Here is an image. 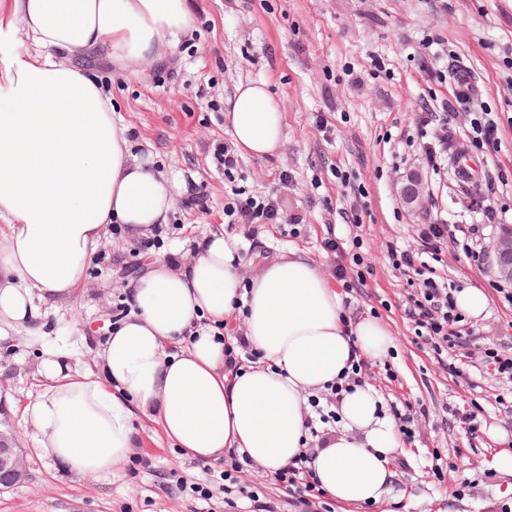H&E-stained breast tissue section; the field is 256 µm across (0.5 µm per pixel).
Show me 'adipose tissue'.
<instances>
[{
    "instance_id": "1",
    "label": "adipose tissue",
    "mask_w": 512,
    "mask_h": 512,
    "mask_svg": "<svg viewBox=\"0 0 512 512\" xmlns=\"http://www.w3.org/2000/svg\"><path fill=\"white\" fill-rule=\"evenodd\" d=\"M0 47V335L39 336V302L87 287L110 225L128 239L167 223L182 190L134 157L112 102L80 59L138 74L191 24L187 0H11ZM31 49L22 51L21 40ZM224 118L239 152L262 158L285 144L282 106L266 83L239 84ZM244 239L215 228L190 261L147 262L123 290L130 308L92 369L46 350V385L24 407L38 449L67 472L109 476L135 446L142 414L183 453L211 463L232 450L275 473L305 451L307 395L336 382L352 357H386L377 318L342 321L343 296L315 261L291 251L244 275ZM242 307L241 332L259 364L230 367L218 323ZM369 387L339 405L342 428L311 453L325 494L381 504L397 444Z\"/></svg>"
}]
</instances>
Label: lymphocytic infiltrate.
<instances>
[{
  "label": "lymphocytic infiltrate",
  "instance_id": "lymphocytic-infiltrate-1",
  "mask_svg": "<svg viewBox=\"0 0 512 512\" xmlns=\"http://www.w3.org/2000/svg\"><path fill=\"white\" fill-rule=\"evenodd\" d=\"M415 122L423 137L422 157L428 167L437 169L443 156L447 155L452 140V131L447 121H434L432 113L420 112ZM477 224H450L445 219L434 218L418 229L419 244L414 249L390 250L389 256L394 269L411 281H419L417 291L407 294L405 313L411 320L414 333L422 343L430 346L435 355H447L454 361L466 363L470 359L469 345L463 335L467 331L465 317L458 309L448 289V280L424 260L425 255H438L448 240L460 237L475 241L481 237L485 225L500 221L499 212L490 203L489 197H482ZM227 214L238 224H280L283 221L301 223L300 215L284 216L279 199L262 196H245L234 200L228 206ZM325 245L337 257L335 277L343 281L347 290L365 285L373 268L357 252L348 251L342 241L327 239ZM307 454H300L288 466L275 472L273 481L288 492L294 506L304 512H319L324 506V493L313 472L307 466Z\"/></svg>",
  "mask_w": 512,
  "mask_h": 512
}]
</instances>
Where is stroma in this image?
<instances>
[{"mask_svg": "<svg viewBox=\"0 0 512 512\" xmlns=\"http://www.w3.org/2000/svg\"><path fill=\"white\" fill-rule=\"evenodd\" d=\"M193 25L165 53V64L148 63L130 75L89 58L112 97L114 118L125 128L131 152L152 161L166 176L184 180L167 224L147 242L129 241L110 228L88 270L87 292L46 316L48 333L31 340L12 332L0 338V430L24 454L25 472L0 489V512H248L250 496L270 499L279 512H299L269 475L247 466L231 487L230 505L207 504L182 482L204 480V468L184 457L145 419L136 422L137 444L114 476L85 478L40 456L24 417L28 395L38 393L43 346L63 348L73 366L91 369L125 307V280L137 274L145 254L179 250L191 259L196 240L231 224L225 210L237 194L274 196L302 223L257 228L245 247L250 270L287 250H299L333 272L335 256L324 242L360 238V252L374 274L360 293L349 294L347 317L377 313L394 344L373 362L366 377L385 414L408 400L416 410V435L400 441L383 506H335L334 512H512V476L494 459L512 450V381L484 362L492 348L512 354V310L493 289L489 267L470 265L461 245L448 244L436 264L456 290L477 288L488 296L482 317L470 319L473 358L461 374H449L427 346L417 343L402 299L406 279L389 259V246L416 247L419 225L442 216L474 224L473 199L491 178L492 203L512 225V0H190ZM470 69L477 96L458 105L452 123L461 128L432 171L420 157L414 123L419 112H441L454 88L456 66ZM266 82L285 112L286 144L267 158L242 156L225 173L214 156L232 145L224 121L238 84ZM488 113L499 126L496 149L472 154L471 121ZM474 155L484 177L462 186L453 167ZM291 182L279 180L281 172ZM417 176L422 196L404 204L400 188ZM205 193L204 208L190 200ZM364 200L361 227L350 208ZM477 389H469V382ZM479 404L483 426L469 436L458 413ZM445 478H434L433 468Z\"/></svg>", "mask_w": 512, "mask_h": 512, "instance_id": "1", "label": "stroma"}]
</instances>
